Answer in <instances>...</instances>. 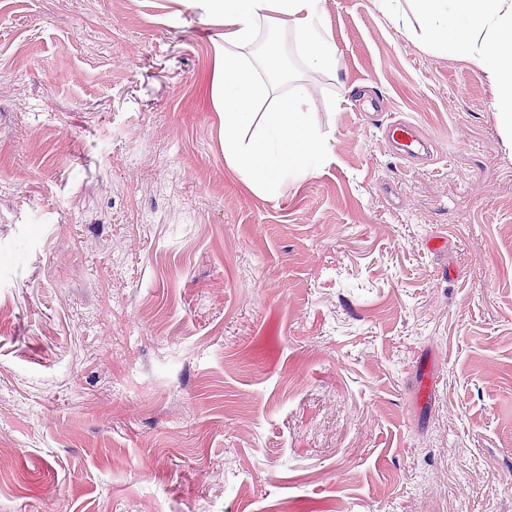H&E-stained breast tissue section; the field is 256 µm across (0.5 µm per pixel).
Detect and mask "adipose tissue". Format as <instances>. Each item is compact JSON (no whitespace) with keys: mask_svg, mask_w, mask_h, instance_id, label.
Listing matches in <instances>:
<instances>
[{"mask_svg":"<svg viewBox=\"0 0 512 512\" xmlns=\"http://www.w3.org/2000/svg\"><path fill=\"white\" fill-rule=\"evenodd\" d=\"M321 0H207V15L224 22V48L214 102L224 114V155L254 187L280 195L304 179L327 155L310 122V84L293 80L283 94L272 58L253 63L245 50L261 29L288 25L299 56L313 71L336 68V47L319 27ZM389 21L414 14L405 35L426 49L466 58L493 86L492 108L512 135V0H377Z\"/></svg>","mask_w":512,"mask_h":512,"instance_id":"obj_1","label":"adipose tissue"}]
</instances>
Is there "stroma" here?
Listing matches in <instances>:
<instances>
[{"label":"stroma","mask_w":512,"mask_h":512,"mask_svg":"<svg viewBox=\"0 0 512 512\" xmlns=\"http://www.w3.org/2000/svg\"><path fill=\"white\" fill-rule=\"evenodd\" d=\"M204 12L0 0V512H512L490 84L321 0L335 72L276 37L330 156L272 197L224 157ZM385 136L394 153L403 159L419 158L425 149L418 127L411 123H392L386 127Z\"/></svg>","instance_id":"1"}]
</instances>
